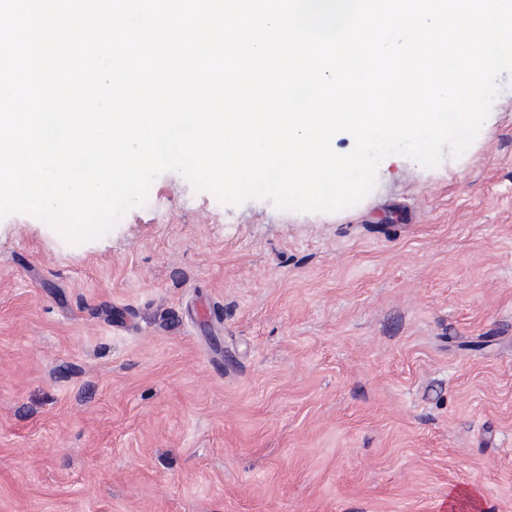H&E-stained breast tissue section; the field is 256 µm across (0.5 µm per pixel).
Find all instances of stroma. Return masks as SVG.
<instances>
[{
  "label": "stroma",
  "instance_id": "stroma-1",
  "mask_svg": "<svg viewBox=\"0 0 512 512\" xmlns=\"http://www.w3.org/2000/svg\"><path fill=\"white\" fill-rule=\"evenodd\" d=\"M151 190L0 220V512H512V74L335 212Z\"/></svg>",
  "mask_w": 512,
  "mask_h": 512
}]
</instances>
